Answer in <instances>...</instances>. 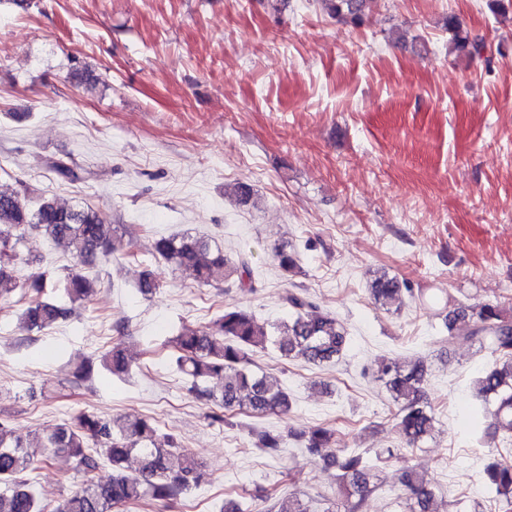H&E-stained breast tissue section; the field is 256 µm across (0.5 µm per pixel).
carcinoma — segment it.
Masks as SVG:
<instances>
[{"label": "carcinoma", "mask_w": 512, "mask_h": 512, "mask_svg": "<svg viewBox=\"0 0 512 512\" xmlns=\"http://www.w3.org/2000/svg\"><path fill=\"white\" fill-rule=\"evenodd\" d=\"M328 14L338 21L360 25L374 0H322ZM448 30L458 48L472 57H481L485 45L470 40L460 23L448 19ZM47 166L68 182L86 179V171L64 161L51 160ZM120 226L91 206L70 207L55 197L42 194L28 199V188L0 190V298L20 291V325L30 333L53 328L71 319L74 306L89 304L97 296L95 280L85 265L100 257L129 262L135 255L123 246ZM35 231L66 249L73 264L66 273L49 282L43 274H33L20 283L13 269L20 263L19 243ZM147 251L192 277L200 285L216 280L229 281L241 289L252 287V269L246 258L235 262L213 247L204 237L186 234L151 240ZM274 260L283 274L297 267L294 250L283 242L274 246ZM412 292L397 277L382 272L371 285L374 302L384 310ZM445 292H422L415 296L421 304L443 316L453 329L457 321L468 323L469 331L455 337L462 346H479L493 357L492 365L477 380L476 396L493 404L488 429L512 437V312L501 304H476L455 308L446 314L434 310L450 304ZM288 320L261 324L245 309L226 310L210 324L185 328L171 340L178 370L190 382L189 392L206 406L224 409L209 414L213 421L227 423L237 415L286 416L292 401L285 388L270 373L252 369V356L272 346L285 358H301L322 366L336 362L346 350L350 337L332 313L320 312L302 294L289 292ZM103 369L124 379L136 367L122 341L101 356ZM376 376L394 405V419L406 448H339L336 429L317 427L295 435L306 452L321 457L327 468L336 471L335 491L330 506L322 512H365L369 497L379 489L377 463L405 459L404 450L421 447L434 437L435 407L427 397L426 366L421 359L403 362L389 358L376 361ZM254 447L277 456L286 438L267 429H250ZM42 449V454L32 447ZM14 434L7 420L0 419V512H114L132 505L169 504L207 479L205 467L182 449L173 435L148 418L113 415L102 417L79 412L71 422L44 433L36 445ZM65 457L73 470L90 475L107 465L112 469L106 481L92 479L54 503L43 502L21 475L49 466L55 457ZM488 491L495 499L512 506V461L495 460L485 470ZM401 484L407 492L408 512H438L435 487L426 475L412 466L401 468ZM255 496L268 503V512H313L297 497H283L275 488H261Z\"/></svg>", "instance_id": "carcinoma-1"}]
</instances>
